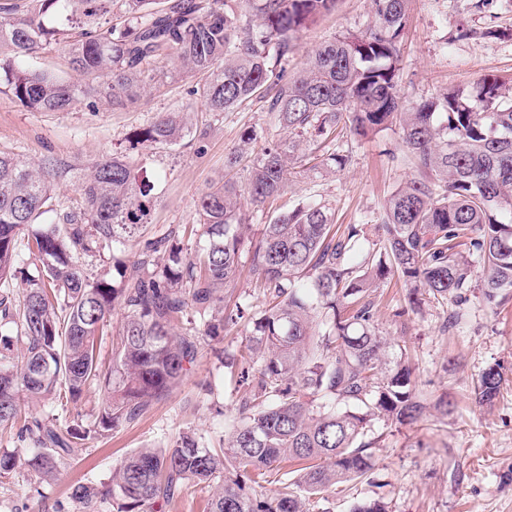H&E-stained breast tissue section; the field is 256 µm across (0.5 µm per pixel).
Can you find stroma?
Masks as SVG:
<instances>
[{
  "instance_id": "stroma-1",
  "label": "stroma",
  "mask_w": 512,
  "mask_h": 512,
  "mask_svg": "<svg viewBox=\"0 0 512 512\" xmlns=\"http://www.w3.org/2000/svg\"><path fill=\"white\" fill-rule=\"evenodd\" d=\"M371 20L372 0H338L335 11L300 34L289 72L301 70L324 42L365 32ZM401 55L399 90L409 103L468 87L487 74L512 85V0H409ZM195 83L186 76L145 89L128 107L102 105L94 112L82 102L64 112H30L0 93V150L34 161L59 155L82 163L124 155L158 178L149 237L184 229L196 224L198 197L223 179L224 160L244 132H255L261 147L285 137L258 102L218 116L203 111L188 94ZM186 107L195 112V133L179 146L136 142V133L160 113ZM342 144L351 154L346 168L294 179L276 208L322 199L332 205L337 223L360 224L418 176L397 129L368 140L351 135ZM405 294L395 279L377 290V323L388 337L405 338L411 346L417 393L432 405L449 397L456 408L412 424L373 423L371 479L339 484L313 512H352L370 500L384 502L387 512H512V303L494 313L473 296L450 329L447 304L426 302L419 312L396 317ZM495 363L506 381L496 404L482 408L472 399L473 385ZM244 392L225 377L213 352H202L180 386L138 421L88 440L53 477L21 471L0 483V512H78L70 498L74 485L110 483L117 460L139 448L172 445L189 430L203 444L219 445L227 425L239 418Z\"/></svg>"
}]
</instances>
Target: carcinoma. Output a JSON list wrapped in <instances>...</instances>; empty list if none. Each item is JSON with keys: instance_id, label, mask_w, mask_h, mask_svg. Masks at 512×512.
I'll use <instances>...</instances> for the list:
<instances>
[{"instance_id": "1", "label": "carcinoma", "mask_w": 512, "mask_h": 512, "mask_svg": "<svg viewBox=\"0 0 512 512\" xmlns=\"http://www.w3.org/2000/svg\"><path fill=\"white\" fill-rule=\"evenodd\" d=\"M408 0H372L361 34L338 36L288 72L297 35L336 8V0H255L245 20L238 0H10L0 5V93L32 112H63L91 101L114 109L176 75H198L189 94L216 115L260 100L288 138L253 157L245 185L230 178L205 192L198 224L206 244L184 253L178 232L148 239L120 270L119 284L94 274L88 260L140 241L152 226L155 183L118 154L88 167L67 158L28 163L0 151V428L17 429L23 447L0 454V481L21 468L47 477L81 441L135 422L168 395L203 349L221 353L224 332L248 325L224 369L246 386L239 421L225 446L208 448L191 433L171 447L143 448L118 460L112 483H79V512H147L190 486L213 489L206 512H310L333 487L369 478L366 439L374 420L418 421L428 406L415 393L407 342L391 341L375 320L372 295L397 278L415 310L422 296L452 302L454 327L470 302L472 262L482 268V301L495 310L512 299V95L496 75L467 89L407 104L398 90L400 43ZM51 44L65 46L71 83L21 61ZM175 60L176 71L160 63ZM399 126L422 178L393 192L365 224H334L322 200H304L246 236V196L257 210L287 189L291 170L314 157L329 170L350 162L336 142ZM185 110L166 112L138 138L159 147L191 135ZM78 183L76 205L52 208L55 184ZM27 230V262L17 251ZM264 278L265 306L252 313L224 304L242 268L243 250ZM123 322L112 360L97 341L115 308ZM189 324L193 332L176 329ZM505 381L486 368L473 388L491 407ZM100 394L86 427L27 415L19 399L51 396L78 403ZM273 493L269 477L283 462Z\"/></svg>"}]
</instances>
